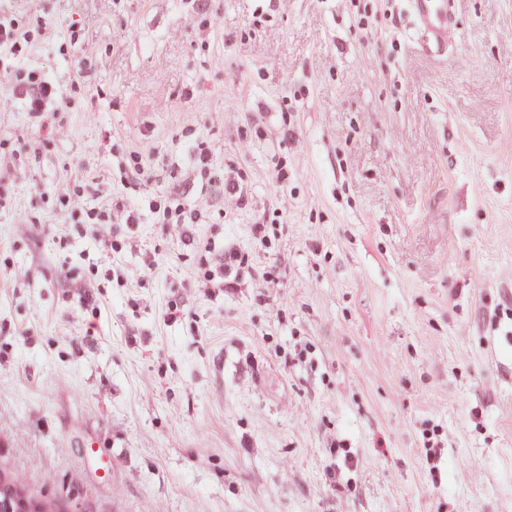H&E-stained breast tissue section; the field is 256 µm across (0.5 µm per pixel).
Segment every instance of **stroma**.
Here are the masks:
<instances>
[{"instance_id": "stroma-1", "label": "stroma", "mask_w": 512, "mask_h": 512, "mask_svg": "<svg viewBox=\"0 0 512 512\" xmlns=\"http://www.w3.org/2000/svg\"><path fill=\"white\" fill-rule=\"evenodd\" d=\"M41 7L54 40L0 56L68 102L0 86V482L55 512H512V0H455L439 56L408 0ZM8 84L13 93L24 100L27 111L47 112V106L53 104V112L67 107L65 98L59 95L57 88L49 81L35 74L29 75L26 82L19 79L15 70L8 66L0 67V80Z\"/></svg>"}]
</instances>
